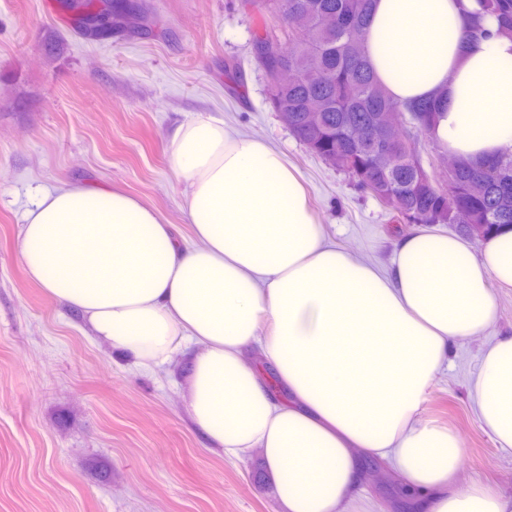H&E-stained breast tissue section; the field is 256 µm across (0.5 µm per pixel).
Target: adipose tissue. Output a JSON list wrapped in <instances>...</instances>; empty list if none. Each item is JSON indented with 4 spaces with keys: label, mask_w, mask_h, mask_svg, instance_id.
<instances>
[{
    "label": "adipose tissue",
    "mask_w": 512,
    "mask_h": 512,
    "mask_svg": "<svg viewBox=\"0 0 512 512\" xmlns=\"http://www.w3.org/2000/svg\"><path fill=\"white\" fill-rule=\"evenodd\" d=\"M364 50L394 100L441 97L430 135L452 154L512 148V39L478 0H374ZM169 159L190 238L121 188L64 185L24 215L28 277L138 368L191 355L194 424L226 458L261 454L278 512H376L365 456L389 462L413 512H512V495L461 481L454 432L418 417L449 345L489 327L493 287L512 288V229L477 253L418 230L385 270L327 242L267 143L200 115L174 130ZM469 387L512 453V336L484 346Z\"/></svg>",
    "instance_id": "adipose-tissue-1"
}]
</instances>
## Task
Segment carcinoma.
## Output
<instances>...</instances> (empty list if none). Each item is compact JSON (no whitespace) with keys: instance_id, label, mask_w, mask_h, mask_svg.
<instances>
[{"instance_id":"obj_1","label":"carcinoma","mask_w":512,"mask_h":512,"mask_svg":"<svg viewBox=\"0 0 512 512\" xmlns=\"http://www.w3.org/2000/svg\"><path fill=\"white\" fill-rule=\"evenodd\" d=\"M101 0H60V8L97 12ZM372 0H242L260 12L273 10L288 21L289 51L277 50L256 58L265 70L288 71L279 85V107L295 118L293 135L327 164L347 174L362 191L399 196L397 221L407 224H450L457 209L467 211L471 225L460 228L469 237H485L512 226V150L497 156L494 166L461 160L458 170L440 188L429 182L414 133L428 134L435 125L441 101L399 103L376 81L364 56L363 43ZM484 12L498 22V34L512 38V0H479ZM128 0H112L106 21L92 33L96 38L127 35ZM336 16V26L321 20ZM320 113L313 125L308 113ZM383 112L399 114L408 128V144L390 147L392 163L376 168L369 146L351 133L367 131Z\"/></svg>"}]
</instances>
